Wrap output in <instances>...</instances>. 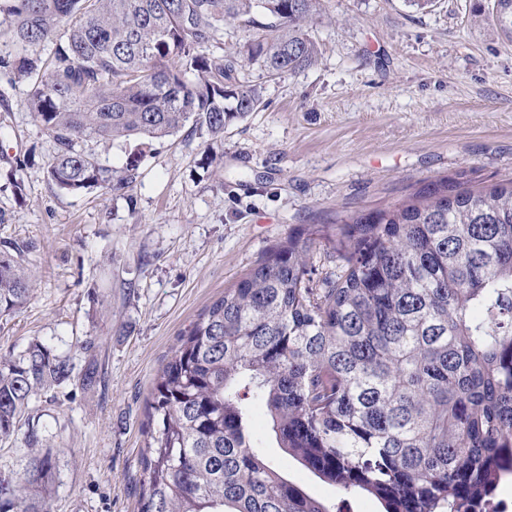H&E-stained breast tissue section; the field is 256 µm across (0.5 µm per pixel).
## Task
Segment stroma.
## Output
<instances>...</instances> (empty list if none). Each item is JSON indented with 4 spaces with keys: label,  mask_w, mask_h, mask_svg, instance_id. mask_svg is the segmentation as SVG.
<instances>
[{
    "label": "stroma",
    "mask_w": 512,
    "mask_h": 512,
    "mask_svg": "<svg viewBox=\"0 0 512 512\" xmlns=\"http://www.w3.org/2000/svg\"><path fill=\"white\" fill-rule=\"evenodd\" d=\"M490 0H321L304 70L268 76L259 108L218 138L152 142L133 200L61 192L29 83L0 75V248L27 244V302L0 315V356L40 341L82 369L95 339L104 385L43 395L58 453L51 512H137L153 385L199 315L288 235L313 239L312 279L343 260L333 228L467 172L512 183V43Z\"/></svg>",
    "instance_id": "1"
}]
</instances>
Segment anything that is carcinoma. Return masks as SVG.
Instances as JSON below:
<instances>
[{"instance_id": "obj_1", "label": "carcinoma", "mask_w": 512, "mask_h": 512, "mask_svg": "<svg viewBox=\"0 0 512 512\" xmlns=\"http://www.w3.org/2000/svg\"><path fill=\"white\" fill-rule=\"evenodd\" d=\"M319 6L0 0V70L29 81L57 188L119 193L150 142L189 123L216 137L261 104V87L232 83L240 55L224 53L225 24L259 30L245 60L292 73L317 61L308 23ZM491 17L512 42V0H493ZM48 43L47 57L33 55ZM90 138L141 149L105 167L77 149ZM336 236L347 260L336 280L313 287L308 240L290 234L182 338L154 384L138 512H342L255 443L258 403L275 447L343 504L366 494L381 512H483L502 462L512 469V186L445 178ZM27 249L0 252V313L30 296L15 258ZM72 373L39 341L0 358V438L23 430L30 448L20 470L0 472V512H47L58 458L30 406ZM100 382L92 358L80 385Z\"/></svg>"}]
</instances>
